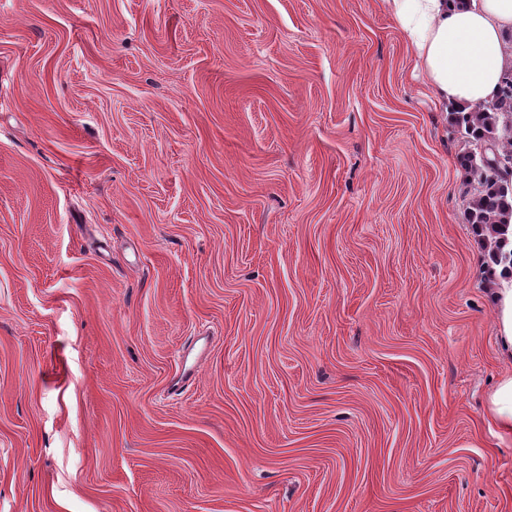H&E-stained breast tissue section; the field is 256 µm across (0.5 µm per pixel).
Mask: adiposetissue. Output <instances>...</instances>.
Instances as JSON below:
<instances>
[{
  "label": "adipose tissue",
  "instance_id": "obj_1",
  "mask_svg": "<svg viewBox=\"0 0 512 512\" xmlns=\"http://www.w3.org/2000/svg\"><path fill=\"white\" fill-rule=\"evenodd\" d=\"M413 49L437 105L469 110L495 100L512 69V0H382ZM491 289L500 354L512 360V275Z\"/></svg>",
  "mask_w": 512,
  "mask_h": 512
}]
</instances>
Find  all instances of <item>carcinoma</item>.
Wrapping results in <instances>:
<instances>
[{"mask_svg": "<svg viewBox=\"0 0 512 512\" xmlns=\"http://www.w3.org/2000/svg\"><path fill=\"white\" fill-rule=\"evenodd\" d=\"M512 115V69L494 102L455 112V122L470 142L490 145L487 159L464 153L458 164L464 171L461 192L469 198L468 222L484 250L487 287L496 286L493 267L512 270V185L496 170V157L512 156V135L504 132Z\"/></svg>", "mask_w": 512, "mask_h": 512, "instance_id": "cac0c4a2", "label": "carcinoma"}]
</instances>
